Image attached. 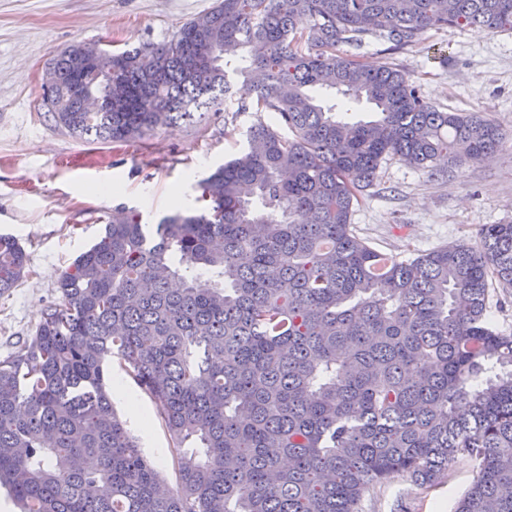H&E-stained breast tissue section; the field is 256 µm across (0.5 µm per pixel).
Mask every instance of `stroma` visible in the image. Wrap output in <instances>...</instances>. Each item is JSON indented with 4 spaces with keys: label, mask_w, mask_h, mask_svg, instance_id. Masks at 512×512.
Wrapping results in <instances>:
<instances>
[{
    "label": "stroma",
    "mask_w": 512,
    "mask_h": 512,
    "mask_svg": "<svg viewBox=\"0 0 512 512\" xmlns=\"http://www.w3.org/2000/svg\"><path fill=\"white\" fill-rule=\"evenodd\" d=\"M216 0H0V234L17 237L30 272L0 296V359L34 333L58 293V278L100 238L122 208L154 225L172 209L170 190L184 199L195 184L240 149L238 131L271 113H241L233 99L221 111L161 126L150 136L106 145L80 141L54 126L41 106L42 74L70 44L96 42L112 52L170 39ZM345 53L365 64L387 62L407 72L426 101L448 112H482L500 126L505 143L478 163L438 173L384 160L359 193L350 222L378 251L399 258L460 242L473 243L481 225L512 220V31L485 33L448 26L397 47L380 37ZM108 379L122 380L135 406L114 408L144 455L176 486V450L154 406L119 358ZM149 416L143 433L132 411ZM460 464L440 484L410 499L398 486L367 497L362 512H454L473 480Z\"/></svg>",
    "instance_id": "stroma-1"
}]
</instances>
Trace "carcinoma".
<instances>
[{"mask_svg": "<svg viewBox=\"0 0 512 512\" xmlns=\"http://www.w3.org/2000/svg\"><path fill=\"white\" fill-rule=\"evenodd\" d=\"M444 26L512 30V0H218L167 41L101 55L88 89L110 77L126 95L100 112L71 92L83 43L51 59L43 106L89 143L228 97L278 127L247 128L198 183L205 208L153 232L134 210L112 216L0 360V485L21 512H361L374 490L431 488L460 460L475 474L454 512H512V336L488 313V280L512 288V221L407 260L350 226L385 158L462 166L504 145L492 120L338 50ZM26 274L0 235V295ZM113 356L177 448L175 489L114 411Z\"/></svg>", "mask_w": 512, "mask_h": 512, "instance_id": "1", "label": "carcinoma"}]
</instances>
